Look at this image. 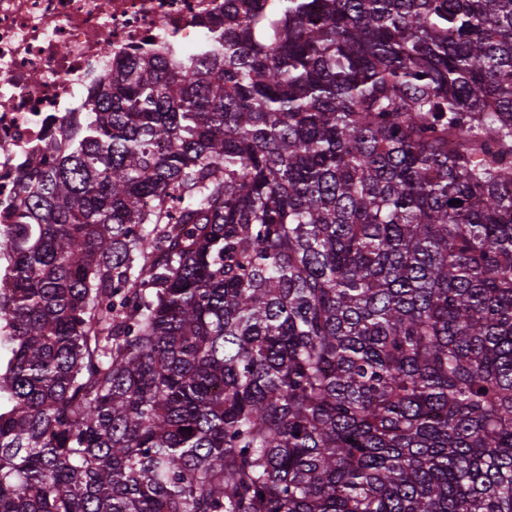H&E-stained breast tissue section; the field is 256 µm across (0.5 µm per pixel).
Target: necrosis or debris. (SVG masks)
<instances>
[{
    "label": "necrosis or debris",
    "mask_w": 512,
    "mask_h": 512,
    "mask_svg": "<svg viewBox=\"0 0 512 512\" xmlns=\"http://www.w3.org/2000/svg\"><path fill=\"white\" fill-rule=\"evenodd\" d=\"M224 0H0V216L32 157L106 68L145 44L195 46Z\"/></svg>",
    "instance_id": "1"
}]
</instances>
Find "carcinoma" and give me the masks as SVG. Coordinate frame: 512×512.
<instances>
[{"label": "carcinoma", "mask_w": 512, "mask_h": 512, "mask_svg": "<svg viewBox=\"0 0 512 512\" xmlns=\"http://www.w3.org/2000/svg\"><path fill=\"white\" fill-rule=\"evenodd\" d=\"M203 29L0 220V512H512V0Z\"/></svg>", "instance_id": "obj_1"}]
</instances>
